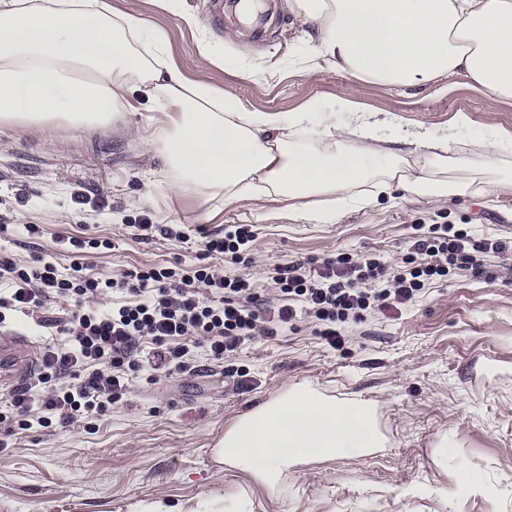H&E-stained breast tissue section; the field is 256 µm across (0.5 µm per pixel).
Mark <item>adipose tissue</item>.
Here are the masks:
<instances>
[{
	"label": "adipose tissue",
	"instance_id": "ef3b65f1",
	"mask_svg": "<svg viewBox=\"0 0 512 512\" xmlns=\"http://www.w3.org/2000/svg\"><path fill=\"white\" fill-rule=\"evenodd\" d=\"M288 9L302 24L306 69L327 64L363 83L405 86L462 77L512 99V0H288ZM142 95L161 102L163 118L144 145L162 157L172 192L228 205L275 195L308 223H335L395 188L437 201L490 193L486 175L503 144L493 135L457 149L415 133L381 152L378 121L349 93L346 122L318 113L304 143V113L241 110L230 93L181 72L163 31L109 0H0V126L106 128L120 111L137 110ZM381 445L369 406L301 383L225 429L216 454L277 489L302 462Z\"/></svg>",
	"mask_w": 512,
	"mask_h": 512
}]
</instances>
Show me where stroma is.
<instances>
[{"mask_svg": "<svg viewBox=\"0 0 512 512\" xmlns=\"http://www.w3.org/2000/svg\"><path fill=\"white\" fill-rule=\"evenodd\" d=\"M111 3L163 30L189 79L231 92L246 111L293 112L310 101L342 121L341 99L351 89L365 111L395 115L408 132L460 144L493 131L512 135V100L492 99L460 77L416 88L357 84L328 66L289 67L305 46L286 0H274L262 41L229 17L215 30L205 19L209 0L167 8L160 0ZM183 10L197 16V26L182 22ZM205 40L223 47L225 59L203 61ZM242 59L263 60L266 73L242 76ZM150 107L142 101L140 111L106 128L0 127V225L39 227L31 239L0 234V254L19 263L48 255L67 275L73 259L63 240L97 238L110 246L90 255L85 273L109 277L146 264L201 263L202 233L251 224L250 250L223 269L250 279L259 300L274 306L271 275L279 265L343 252L375 253L395 265L434 224L477 240H512L511 175L493 194L445 203L395 192L346 210L334 224L292 220L277 199L256 210L226 206L220 196L172 194L162 159L142 147L157 118ZM460 112L469 118L462 127L454 124ZM146 219L179 233L134 240L131 225ZM319 331L316 321L301 320L246 343L220 365L194 351L192 375L141 371L127 401L110 412L10 437L0 448V512H150L158 502L206 512L243 490L255 512H512V257L486 254L481 269L453 270L412 305L346 324L340 347H329ZM228 368L247 371L244 386L225 376ZM299 383L373 405L385 445L299 465L282 496L217 462L212 450L238 418Z\"/></svg>", "mask_w": 512, "mask_h": 512, "instance_id": "obj_1", "label": "stroma"}]
</instances>
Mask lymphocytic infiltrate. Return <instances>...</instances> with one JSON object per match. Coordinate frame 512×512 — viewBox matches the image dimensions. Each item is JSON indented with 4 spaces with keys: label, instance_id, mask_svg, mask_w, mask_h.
<instances>
[{
    "label": "lymphocytic infiltrate",
    "instance_id": "1",
    "mask_svg": "<svg viewBox=\"0 0 512 512\" xmlns=\"http://www.w3.org/2000/svg\"><path fill=\"white\" fill-rule=\"evenodd\" d=\"M68 244L75 261L67 277L41 255L24 264L0 258V279L10 284L0 295V322L7 312H19L67 338L44 348L30 382L0 390V424L12 435L55 417L66 424L105 413L128 396L139 363L168 376L186 374L193 349L205 347L220 363L244 342L272 335L274 326L301 316L318 321L328 344L340 343L338 324L411 303L450 270L477 267L481 255L508 248L504 241L478 242L454 225L439 224L431 237L415 240L396 267L346 253L311 271L300 263L280 265L272 281L288 302L266 316L247 279L215 266H145L94 279L83 276L82 260L101 241L72 237ZM111 292L130 300L105 305ZM59 300L71 302L67 315L52 310ZM147 340L148 351L142 348Z\"/></svg>",
    "mask_w": 512,
    "mask_h": 512
}]
</instances>
